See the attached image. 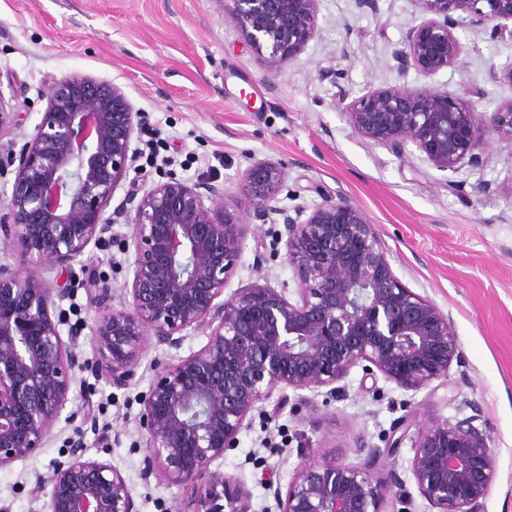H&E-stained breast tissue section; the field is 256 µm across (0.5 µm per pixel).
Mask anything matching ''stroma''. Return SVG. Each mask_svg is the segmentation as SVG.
I'll return each mask as SVG.
<instances>
[{
  "mask_svg": "<svg viewBox=\"0 0 512 512\" xmlns=\"http://www.w3.org/2000/svg\"><path fill=\"white\" fill-rule=\"evenodd\" d=\"M424 17L419 0H320L315 37L292 61L256 50L227 0H0V95L10 121L0 144L32 134L47 94L62 77L80 74L121 87L140 119L131 141L136 162L118 183L110 208L125 204L168 176L211 184L226 205L250 215L251 229L225 294L262 277L295 296L284 227L253 219L240 186L256 163L280 166L275 204L311 210L323 197H343L375 224L392 268L413 292L453 322L463 366L419 392L354 368L340 400L324 393H290L275 417L252 411L235 448L212 471L251 495L254 512H277L271 485L287 486L297 467L323 456L355 464L402 418L415 428L468 415L480 407L492 437L497 477L484 512H512V144L491 139L479 165L447 174L412 144L403 154L356 135L338 103L374 89L426 87L474 100L492 113L512 98L504 74L512 66V36L460 23L459 61L425 77L401 71L393 57L408 29ZM339 72L338 81L323 71ZM130 254L90 249L88 273L107 274L110 304L128 306ZM180 349L146 346L136 381L126 389L79 374L44 448L0 469V503L11 512H41L36 476L68 457L82 439L87 456L112 463L125 477L139 512H192L191 485L154 475L143 479L147 454L139 427L154 365L199 350L204 329H190ZM94 405L97 428L84 425ZM411 446L378 461L381 477L397 475L412 501L429 512L409 472Z\"/></svg>",
  "mask_w": 512,
  "mask_h": 512,
  "instance_id": "stroma-1",
  "label": "stroma"
}]
</instances>
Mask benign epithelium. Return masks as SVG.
<instances>
[{"label":"benign epithelium","instance_id":"1","mask_svg":"<svg viewBox=\"0 0 512 512\" xmlns=\"http://www.w3.org/2000/svg\"><path fill=\"white\" fill-rule=\"evenodd\" d=\"M232 13L256 49L291 61L317 32L319 0H231ZM429 17L410 28L395 52L399 68L425 76L454 65L462 45L454 28L466 19L512 36V0H419ZM352 130L397 154L411 142L437 170L476 165L496 136L512 144V99L488 116L474 102L430 89H376L352 101L339 95ZM137 113L109 80L73 74L51 86L35 133L21 147L0 148V175L14 166L11 192L0 196L8 222L0 236L34 270L66 275L54 288L0 264V468L44 447L77 373L103 377L118 389L134 384L145 342L179 349L188 328L208 330L197 351L157 368L142 398L147 456L142 477L162 470L201 489L197 512H252L245 491L228 493L230 479L210 470L234 447L251 411L273 393L327 390L341 398L351 370L379 372L418 392L448 377L461 362L450 317L396 276L379 232L348 200L327 197L306 219L270 202L280 191L279 166L258 162L243 191L263 222L283 217L286 250L297 278V299L259 279L224 296L249 223L224 204L216 188L169 178L127 211L133 224L132 302L109 308L110 286L86 271L89 246L112 242L104 217L117 183L135 161L130 143ZM86 291L96 316L91 340L109 353L108 365L76 352L79 329H69L56 301ZM474 414L444 420L409 436L398 427L384 448L359 465L334 459L301 464L286 493L274 490L279 512H386L396 475L384 480L374 465L411 441L410 473L436 512H483L497 475L490 433ZM66 461L38 476L34 499L49 512H139L121 471L89 458L71 441ZM226 500L227 505L220 504Z\"/></svg>","mask_w":512,"mask_h":512}]
</instances>
